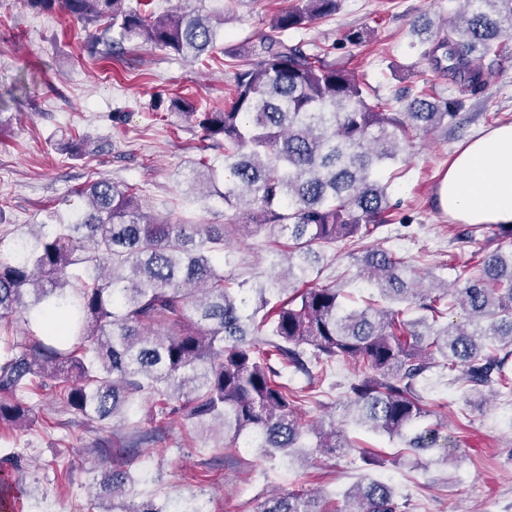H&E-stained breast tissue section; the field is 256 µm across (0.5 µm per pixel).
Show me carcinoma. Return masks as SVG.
<instances>
[{
    "instance_id": "obj_1",
    "label": "carcinoma",
    "mask_w": 512,
    "mask_h": 512,
    "mask_svg": "<svg viewBox=\"0 0 512 512\" xmlns=\"http://www.w3.org/2000/svg\"><path fill=\"white\" fill-rule=\"evenodd\" d=\"M59 8L81 23L104 21L121 42H150L180 56L214 47L217 23L193 11L155 15L127 0H25ZM340 0H300L281 9L261 51L236 65L229 104L200 112L183 97L170 110L195 122L224 150V188L205 161L190 182L194 201L219 199L224 224L159 221L136 193L108 178L79 190L84 204L68 222L46 225L0 253V323L18 313L43 317L45 334L26 336L0 357V422L26 424L34 409L18 394L58 382L61 404L90 424L126 419L143 397L161 412L182 403L196 426L264 454L349 447L336 426L308 429L296 411L301 395L282 371L305 373L333 361L357 366L348 411L357 424L400 440L411 452L440 447L439 423L417 390L425 373L458 372L471 391L512 392V250L453 267L448 282L421 281L389 250L373 245L358 258L376 291L361 307L344 289L312 276L329 246L371 237L387 223L391 182L410 131L448 132L460 98L424 89L398 97V112L369 92L331 49L309 52L289 33L336 14ZM443 26L427 21L410 48L445 50L459 93L484 87L478 61H512V0H459ZM278 231L274 275L251 288L224 273L229 239ZM291 291L283 299L284 291ZM460 309L458 321L448 310ZM135 484L112 469L103 487L112 508ZM342 512H404L385 481L366 476L346 493ZM258 512H328L320 499L276 493Z\"/></svg>"
}]
</instances>
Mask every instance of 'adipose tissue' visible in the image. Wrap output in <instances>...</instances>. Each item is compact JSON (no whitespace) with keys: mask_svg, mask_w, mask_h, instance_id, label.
Returning <instances> with one entry per match:
<instances>
[{"mask_svg":"<svg viewBox=\"0 0 512 512\" xmlns=\"http://www.w3.org/2000/svg\"><path fill=\"white\" fill-rule=\"evenodd\" d=\"M436 202L457 224H512V123L467 142L442 176Z\"/></svg>","mask_w":512,"mask_h":512,"instance_id":"ef3b65f1","label":"adipose tissue"}]
</instances>
